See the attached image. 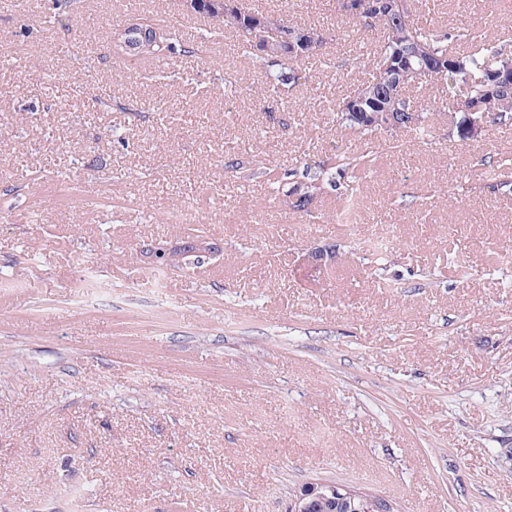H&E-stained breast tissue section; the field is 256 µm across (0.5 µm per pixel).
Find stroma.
Instances as JSON below:
<instances>
[{
  "label": "stroma",
  "mask_w": 512,
  "mask_h": 512,
  "mask_svg": "<svg viewBox=\"0 0 512 512\" xmlns=\"http://www.w3.org/2000/svg\"><path fill=\"white\" fill-rule=\"evenodd\" d=\"M244 2L325 30L305 85L262 93L229 30L142 83L155 60L107 34L193 37L183 0H86L66 30L53 0H0V512H289L314 481L398 512H512V192L484 176L512 120L379 134L353 201L293 211L224 155L359 148L333 107L375 35L339 0ZM415 7L512 48V0ZM200 232L223 251L197 267L143 254Z\"/></svg>",
  "instance_id": "35a3bbf8"
}]
</instances>
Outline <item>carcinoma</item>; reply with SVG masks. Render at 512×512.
Listing matches in <instances>:
<instances>
[{"instance_id":"obj_1","label":"carcinoma","mask_w":512,"mask_h":512,"mask_svg":"<svg viewBox=\"0 0 512 512\" xmlns=\"http://www.w3.org/2000/svg\"><path fill=\"white\" fill-rule=\"evenodd\" d=\"M201 7L197 13L210 19L214 30L230 29L235 32L243 52L250 55L254 50L251 34L256 26H261L266 35L285 33V22L273 13H263L247 9H236L232 15L213 12L211 0H200ZM401 10L387 19L377 23L363 22L350 18V23L358 30L377 32V45L370 59L369 77L354 86L349 92L336 99L334 112L336 121L365 139V145L375 143L380 130V122L374 120L363 122L354 111L345 110V104L355 99L359 101V111L380 114L385 109L396 112H414L417 122L402 128H419L425 119L427 110L416 105L406 93V88L417 82H425L423 76L416 72L422 61L435 55L446 56L452 62L455 71L451 73L452 81L448 83V98L440 102V107L453 115V131L457 132L464 120L463 112L455 108V101L461 98L479 97L484 102L485 122L506 121L512 119V91L497 87L490 79L491 70L497 66L496 58L504 53L502 46L485 42L475 51L462 47L469 39L464 31L450 33L441 27L418 24L411 7V0H400ZM84 0H55L54 22L60 27L68 28L72 16L81 13ZM291 29L302 34L309 43L319 48L325 43V32L317 28H306L298 25ZM149 48L141 52L145 58L153 60L167 59L172 55L193 56L198 51V44L180 38L176 32L162 28V35L156 42H148ZM267 77L266 88L276 90L279 87L302 85L308 77L301 70L299 63L310 58L284 57L271 60L256 55ZM374 151L364 149L358 155L348 154L334 166L325 162L306 164L302 170L289 169L279 176L277 190L288 195L290 181L302 180L299 198L289 203L296 212L308 213L315 204L321 202L324 195L338 191L344 186L342 179L349 173H355L360 166L370 162ZM358 503L327 502L315 505L312 512H356Z\"/></svg>"}]
</instances>
